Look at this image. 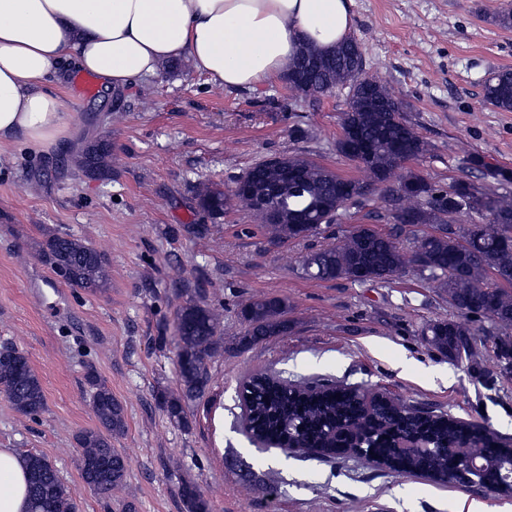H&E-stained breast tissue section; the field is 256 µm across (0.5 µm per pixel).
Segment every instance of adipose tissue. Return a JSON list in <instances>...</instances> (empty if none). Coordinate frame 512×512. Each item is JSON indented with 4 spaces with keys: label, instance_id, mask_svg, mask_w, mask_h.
Returning <instances> with one entry per match:
<instances>
[{
    "label": "adipose tissue",
    "instance_id": "obj_1",
    "mask_svg": "<svg viewBox=\"0 0 512 512\" xmlns=\"http://www.w3.org/2000/svg\"><path fill=\"white\" fill-rule=\"evenodd\" d=\"M353 0H0V156L17 140L62 144L70 115L47 90L60 65L122 90L185 60L224 89L285 76L302 43L333 50ZM28 470L0 448V512H27Z\"/></svg>",
    "mask_w": 512,
    "mask_h": 512
}]
</instances>
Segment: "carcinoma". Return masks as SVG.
Here are the masks:
<instances>
[{
  "mask_svg": "<svg viewBox=\"0 0 512 512\" xmlns=\"http://www.w3.org/2000/svg\"><path fill=\"white\" fill-rule=\"evenodd\" d=\"M359 43L349 39L332 53L311 44L302 47L291 71L304 80L288 82L289 89L304 96L326 94L336 88L349 92L348 108L341 127H357L373 142L372 157L362 163L368 180L345 178L322 164L300 155H271L250 168L241 179L261 188L282 183L278 201L279 221L270 222L263 212L253 211L275 243L306 240L320 234L322 225L340 220V210L350 202L367 198L382 189L390 195L391 219L400 226L446 224L457 213H477L484 224L463 230V246L454 239L424 235L404 248L391 235L358 225L336 242L303 256L305 275L319 280L352 282L382 281L425 265L435 287L448 294L459 320L427 324L425 342L452 358H474V333L466 321L484 317L500 326H512V193L462 181L445 194L425 177L400 173L402 164L426 155L430 144L402 117V103L380 81L359 82L364 58ZM485 99L494 107L512 111V71H500L485 85ZM235 196L209 187L200 194V205L221 214ZM39 256L53 273L73 288L104 293L110 285L107 259L82 240L53 235L39 249ZM288 301L284 298H252L240 308L245 334L238 345L288 333ZM222 314L191 299L177 313L173 341L176 348L180 392H160L158 401L170 423L186 429L189 417L185 401L202 397L210 383L209 365L224 354ZM90 403L98 426L76 437L85 483L108 497L121 490L127 476V461L112 448V438L124 433L125 411L112 390L90 371L86 376ZM240 400L246 403L242 419L246 436L255 445L284 450L293 445L327 462L337 460L336 448L352 440L343 434L344 423L362 422L364 437H375L372 451L413 474L448 469V460H462L473 449L462 447L473 425L446 413H434L387 398H363L356 390L323 379L291 383L267 373H256L242 383ZM0 393L23 416H34L45 407L41 382L27 356L10 347L0 350ZM415 436L445 454L433 459L424 448H394L392 441ZM490 449V468L508 471L512 448L494 436L480 439ZM28 469L38 468V477L28 485V512H77V506L57 469L45 458L29 454ZM184 512H212L200 488L184 483L179 489Z\"/></svg>",
  "mask_w": 512,
  "mask_h": 512,
  "instance_id": "1",
  "label": "carcinoma"
}]
</instances>
